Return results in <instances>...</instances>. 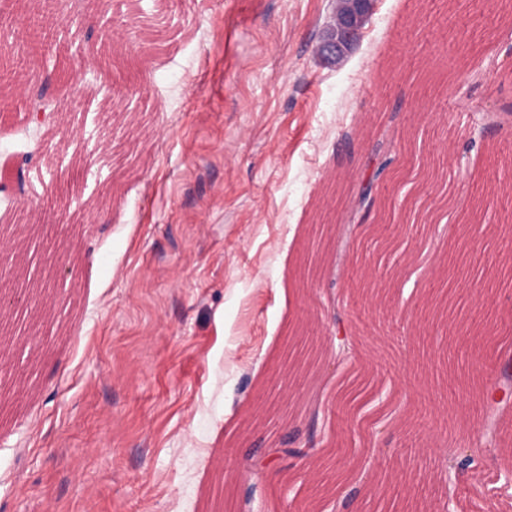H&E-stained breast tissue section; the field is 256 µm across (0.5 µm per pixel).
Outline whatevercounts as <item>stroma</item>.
I'll return each mask as SVG.
<instances>
[{"mask_svg":"<svg viewBox=\"0 0 512 512\" xmlns=\"http://www.w3.org/2000/svg\"><path fill=\"white\" fill-rule=\"evenodd\" d=\"M332 0H75L52 64L0 114V259L49 284L0 345V512H304L303 460L271 457L293 326L346 305L357 455L346 512H512V457L440 481L512 353V18L469 0L448 28L375 0L356 48L315 52ZM483 29L482 41L459 33ZM42 92L57 113L29 119ZM444 162L403 188L399 168ZM378 203L350 224L352 187Z\"/></svg>","mask_w":512,"mask_h":512,"instance_id":"35a3bbf8","label":"stroma"}]
</instances>
